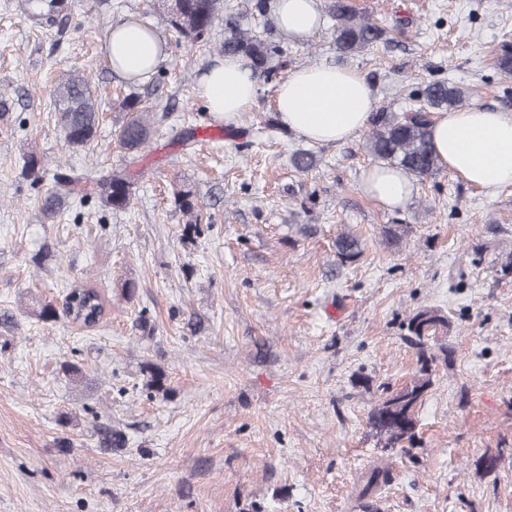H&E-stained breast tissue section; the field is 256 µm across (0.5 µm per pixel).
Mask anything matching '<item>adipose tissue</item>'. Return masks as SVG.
Returning <instances> with one entry per match:
<instances>
[{
  "label": "adipose tissue",
  "mask_w": 512,
  "mask_h": 512,
  "mask_svg": "<svg viewBox=\"0 0 512 512\" xmlns=\"http://www.w3.org/2000/svg\"><path fill=\"white\" fill-rule=\"evenodd\" d=\"M276 27L296 41L320 27V0H274ZM112 70L132 83L150 80L167 56V45L136 19L115 23L105 47ZM258 76L252 63L227 55L207 67L193 92L208 112L229 118L253 108ZM280 127L316 144L344 143L365 132L378 98L372 82L359 70L326 64L299 67L280 80L273 94ZM431 136L442 166L478 191L492 195L512 186V111L470 107L431 116ZM415 184L393 166H373L365 192L387 208L403 205Z\"/></svg>",
  "instance_id": "obj_1"
}]
</instances>
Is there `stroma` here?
Masks as SVG:
<instances>
[{
	"mask_svg": "<svg viewBox=\"0 0 512 512\" xmlns=\"http://www.w3.org/2000/svg\"><path fill=\"white\" fill-rule=\"evenodd\" d=\"M0 0V512H361L365 469L389 468L380 512H512V186L489 197L440 170L389 209L362 188L373 160L361 139L314 145L269 126L274 81L252 111L207 112L193 87L214 50L164 31L168 56L151 80L127 82L104 57L116 22L160 27L162 0H67L61 26ZM384 28L383 40L338 53L331 22L296 42L251 0H224L212 42L233 18L264 33L289 68L333 64L373 82L379 108L422 105L445 81L469 104L512 111V77L497 65L512 44V0H350ZM88 75L102 121L88 149H70L53 88ZM136 94L163 116L151 145L131 156L115 143ZM35 155L37 184L23 177ZM126 169L132 204L114 210L92 185L77 187L52 219L40 207L59 174ZM194 191L183 212L175 187ZM199 222L195 239L185 224ZM407 225L399 248L381 231ZM356 235L358 261L336 263V237ZM135 282L126 297V282ZM96 290L104 313L80 329L45 322L43 304ZM433 306L450 321L453 355L419 411L412 454L376 446L367 414L380 383L417 369L407 318ZM168 375L147 389L145 364ZM76 372H69V365ZM125 432L122 451L98 443L99 426ZM503 449L495 478L485 451Z\"/></svg>",
	"mask_w": 512,
	"mask_h": 512,
	"instance_id": "35a3bbf8",
	"label": "stroma"
}]
</instances>
